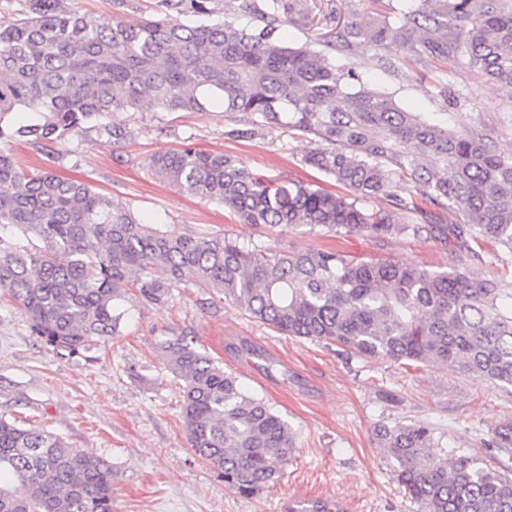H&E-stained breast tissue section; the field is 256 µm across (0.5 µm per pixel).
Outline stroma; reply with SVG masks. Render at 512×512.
<instances>
[{"label":"stroma","instance_id":"35a3bbf8","mask_svg":"<svg viewBox=\"0 0 512 512\" xmlns=\"http://www.w3.org/2000/svg\"><path fill=\"white\" fill-rule=\"evenodd\" d=\"M311 2L315 25L284 26L277 33L281 41L311 42L356 15H394L404 8V0ZM356 62L381 85L401 89L410 110L442 122L467 116L500 152L512 154V109L495 85L465 63H456L450 95L443 98L432 63L387 72L370 51ZM119 120L130 132L123 141L103 134L93 120L59 142H11L7 148L25 169L84 180L146 221L185 235L226 234L276 251L336 249L356 259L434 271L467 261L454 243L411 235L376 239L242 224L223 205L182 193L147 167L150 156L190 146L237 156L278 182H309L342 193L334 179L305 164L314 146L309 138L284 129L234 138L230 132L240 117L219 108L165 112L148 104ZM119 307L118 335L68 357L33 335L23 310L0 291V415L28 420L72 447L105 457L114 474L112 512H282L287 496L346 498L353 512H421L394 479V462L374 433L380 423L429 425L441 446L462 449L512 476V452L492 443L496 427L512 423L510 386L443 366L350 357L336 345L281 334L190 281L173 288L166 304L145 302L128 290ZM181 336L192 337L200 351L234 372L292 429V457L277 480L256 494L226 488L187 442L183 383L157 353L160 340ZM244 341L263 349L266 359L242 356Z\"/></svg>","mask_w":512,"mask_h":512}]
</instances>
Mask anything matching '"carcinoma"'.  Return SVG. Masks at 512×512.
I'll use <instances>...</instances> for the list:
<instances>
[{
    "label": "carcinoma",
    "instance_id": "obj_1",
    "mask_svg": "<svg viewBox=\"0 0 512 512\" xmlns=\"http://www.w3.org/2000/svg\"><path fill=\"white\" fill-rule=\"evenodd\" d=\"M216 0H160L161 17L131 23L85 14L68 0H27L23 17L0 24V140H62L85 122L128 137L107 118L151 102L165 112L220 106L246 116L230 131L261 127L314 141L305 163L347 193L280 184L236 157L193 148L153 156L148 167L183 193L228 208L244 224L373 238L412 234L453 241L472 263L433 271L336 250L275 251L226 235L192 237L149 224L84 182L24 171L0 150V288L24 310L31 331L58 353L79 355L118 332L116 301L136 288L153 304L191 280L224 295L260 323L326 341L365 359L451 367L512 387V278H486L475 262L484 242L512 268V155L464 117L424 120L359 71L361 49L385 70L465 62L512 104V0H409L395 18L363 15L318 40L289 46L283 25H308L310 0H251V22H208ZM199 21L185 24L183 16ZM422 31L420 49L394 61L386 51ZM21 108L44 121L15 124ZM422 188L421 196L411 185ZM385 196L419 216L397 224L359 201ZM463 220L442 222L439 212ZM183 381L182 414L193 452L252 495L275 480L293 453L288 422L244 390L184 337L157 346ZM395 478L423 512H512V478L452 448L432 457L434 429L378 425ZM0 512H112V464L24 421L0 417Z\"/></svg>",
    "mask_w": 512,
    "mask_h": 512
}]
</instances>
